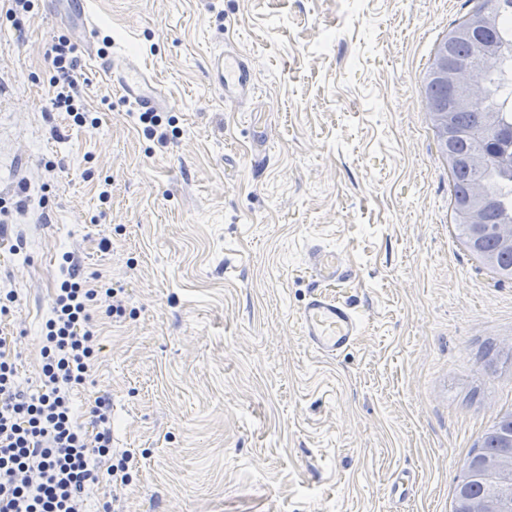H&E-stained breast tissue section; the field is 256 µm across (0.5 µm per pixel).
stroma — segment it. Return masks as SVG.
<instances>
[{
  "mask_svg": "<svg viewBox=\"0 0 512 512\" xmlns=\"http://www.w3.org/2000/svg\"><path fill=\"white\" fill-rule=\"evenodd\" d=\"M174 118L164 145L81 57L96 132L46 113L44 47L65 26L37 5L0 12V317L23 387L40 383V334L71 253L101 353L92 394L112 414L130 485L88 512H451L467 455L512 411V280L465 245L448 162L421 86L471 0H92ZM248 55L241 110L207 82L209 56ZM28 206L16 208L20 185ZM109 190L111 198L99 194ZM112 246L104 250L101 239ZM323 240L356 272L339 287L367 321L333 360L295 326L303 248ZM415 475L404 502L390 477Z\"/></svg>",
  "mask_w": 512,
  "mask_h": 512,
  "instance_id": "obj_1",
  "label": "stroma"
}]
</instances>
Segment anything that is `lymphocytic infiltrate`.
I'll list each match as a JSON object with an SVG mask.
<instances>
[{"label":"lymphocytic infiltrate","instance_id":"f902f5d3","mask_svg":"<svg viewBox=\"0 0 512 512\" xmlns=\"http://www.w3.org/2000/svg\"><path fill=\"white\" fill-rule=\"evenodd\" d=\"M44 57L52 110L98 129V118L77 96L76 45L57 36ZM101 294L109 300V315H124L119 289L98 292L86 287L76 270L66 271L41 334L37 390L21 386L15 349L0 338V512H86L91 488L132 480L128 454L112 451V417L105 402L96 400L87 428L78 423L71 398L73 389L92 384L98 341L88 308Z\"/></svg>","mask_w":512,"mask_h":512}]
</instances>
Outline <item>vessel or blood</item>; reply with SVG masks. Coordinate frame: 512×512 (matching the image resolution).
<instances>
[{
	"label": "vessel or blood",
	"instance_id": "b4317fda",
	"mask_svg": "<svg viewBox=\"0 0 512 512\" xmlns=\"http://www.w3.org/2000/svg\"><path fill=\"white\" fill-rule=\"evenodd\" d=\"M72 16L80 19V40L89 57L97 58L98 71L136 110L160 112L168 100L160 85L141 66L137 57L116 51L98 56L95 40L98 24L90 10V0H68ZM211 86L221 91L225 104L244 105L255 92L253 62L236 50L213 53L207 65ZM305 269L310 292L300 307L295 323L306 347L325 359H333L351 349L364 330L360 311L334 291L336 284L353 276L342 251L318 241L305 248Z\"/></svg>",
	"mask_w": 512,
	"mask_h": 512
}]
</instances>
